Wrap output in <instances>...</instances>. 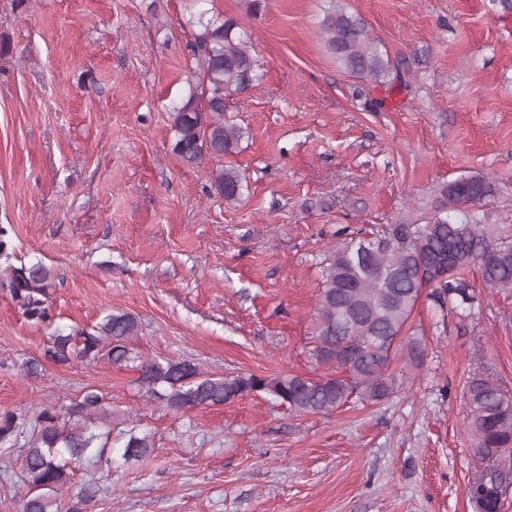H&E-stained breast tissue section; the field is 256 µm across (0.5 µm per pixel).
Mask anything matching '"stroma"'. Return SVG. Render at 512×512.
Instances as JSON below:
<instances>
[{"instance_id":"stroma-1","label":"stroma","mask_w":512,"mask_h":512,"mask_svg":"<svg viewBox=\"0 0 512 512\" xmlns=\"http://www.w3.org/2000/svg\"><path fill=\"white\" fill-rule=\"evenodd\" d=\"M360 18L399 71L349 73L324 46L328 8ZM252 36L263 76L226 101L234 152L189 167L172 112L200 70L201 19ZM244 173L239 202L216 167ZM484 176L477 220L512 234V0H0V225L51 268L52 322L0 289V512H21L22 450L36 411L91 387L112 406V469L77 470L61 512H472L483 461L466 385L512 396V289L466 272L475 299L407 324L425 357L396 356L381 401L295 414L263 393L182 412L152 402L138 362L194 360L209 374L312 377L321 271L338 230L425 222L440 193ZM113 311L142 323L132 361L44 350L55 329ZM154 439L125 462L120 434ZM95 480L85 499L80 488ZM209 175L211 186L217 195L229 203L239 200L243 190V178L236 170L221 167L212 170Z\"/></svg>"}]
</instances>
